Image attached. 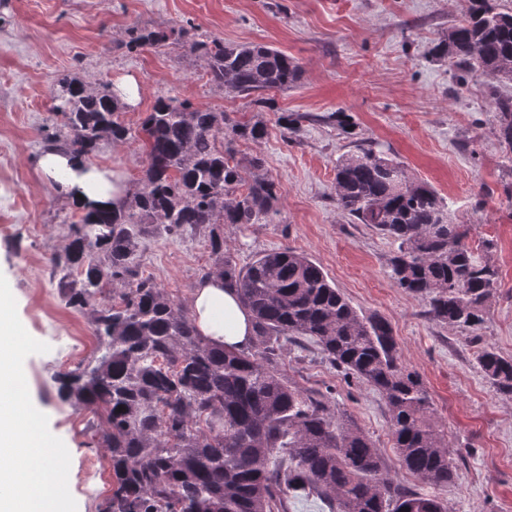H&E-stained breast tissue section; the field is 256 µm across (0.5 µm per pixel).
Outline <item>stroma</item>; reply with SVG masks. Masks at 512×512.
Instances as JSON below:
<instances>
[{
  "label": "stroma",
  "mask_w": 512,
  "mask_h": 512,
  "mask_svg": "<svg viewBox=\"0 0 512 512\" xmlns=\"http://www.w3.org/2000/svg\"><path fill=\"white\" fill-rule=\"evenodd\" d=\"M467 8L468 0H0V284L27 342L24 383L46 433L66 449L59 464L67 512H98L112 478L101 419L58 393L61 375L93 364L97 346L90 307L69 305L51 264L81 212L36 167L47 147L49 86L60 74L91 88L136 79L138 100L114 115L133 129L162 94L239 121L261 116L266 136L238 142L237 157L248 181V160L263 158L265 174L280 184L278 213L268 223L225 225V252L244 266L293 249L320 265L359 314L385 318L402 363L430 392L457 466L444 494L448 512H512V400L476 361L483 345L512 358V160L499 145L491 78L474 74L461 84L455 66L427 58ZM173 25L275 46L298 61L301 79L275 94L274 110L259 113L249 99L212 85L202 58L175 46H125L130 28ZM283 112L307 114L298 135L279 125ZM333 112L347 114L350 128L330 121ZM360 144L395 154L411 178L435 188L455 223L470 226L471 245L492 240L500 286L479 335L434 320L424 298L397 288L396 242L337 207L336 161ZM89 162L119 171L132 191L147 165L138 143L108 138ZM137 262L186 306L214 257L206 233L175 237L149 224ZM279 368L296 389L328 393L329 408L372 440L394 481L428 492L400 468L377 392L305 341L282 344Z\"/></svg>",
  "instance_id": "35a3bbf8"
}]
</instances>
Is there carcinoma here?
<instances>
[{
	"mask_svg": "<svg viewBox=\"0 0 512 512\" xmlns=\"http://www.w3.org/2000/svg\"><path fill=\"white\" fill-rule=\"evenodd\" d=\"M466 19L432 48L463 71L512 81V8L468 0ZM174 45L206 61L208 80L251 98L259 112L274 108L273 92L300 79L301 67L267 45L200 39L183 26L133 28L126 47ZM52 126L45 139L84 162L104 137L135 139L147 155L141 187L120 209H93L70 225L67 249L52 257L63 272L69 304L93 299L97 363L65 374L60 393L100 413L112 471L100 512H288L299 497L327 512H448L441 497L455 476L430 393L403 365L392 328L364 317L321 266L292 249L266 252L245 267L224 252L222 224H257L278 213L279 183H246L235 160L240 140L266 134L261 120L161 95L137 130L113 120L124 105L107 82L96 90L62 75L49 87ZM498 140L512 155V94L490 89ZM336 205L398 242L391 277L423 297L434 319L481 330L498 288L489 253L468 242L469 227L448 219L447 206L409 177L396 157L360 146L336 160ZM143 224L166 233L209 231L216 261L201 278L218 276L237 292L254 321L244 349L204 341L182 303L139 271ZM312 341L344 374L385 401L400 466L432 492L396 483L372 440L326 403L288 385L278 368L280 339ZM488 382L512 397V358L490 346L477 352Z\"/></svg>",
	"mask_w": 512,
	"mask_h": 512,
	"instance_id": "obj_1",
	"label": "carcinoma"
}]
</instances>
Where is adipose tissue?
<instances>
[{
  "mask_svg": "<svg viewBox=\"0 0 512 512\" xmlns=\"http://www.w3.org/2000/svg\"><path fill=\"white\" fill-rule=\"evenodd\" d=\"M43 176L65 173L60 192L74 207L117 208L129 197L119 172L78 163L66 153L49 149L37 160ZM195 324L211 344L248 346L253 337L250 314L233 288L210 278L197 283L191 298ZM19 334L0 312V512H56L55 490L63 478L46 452L49 445L42 419L24 387L17 364Z\"/></svg>",
  "mask_w": 512,
  "mask_h": 512,
  "instance_id": "adipose-tissue-1",
  "label": "adipose tissue"
}]
</instances>
